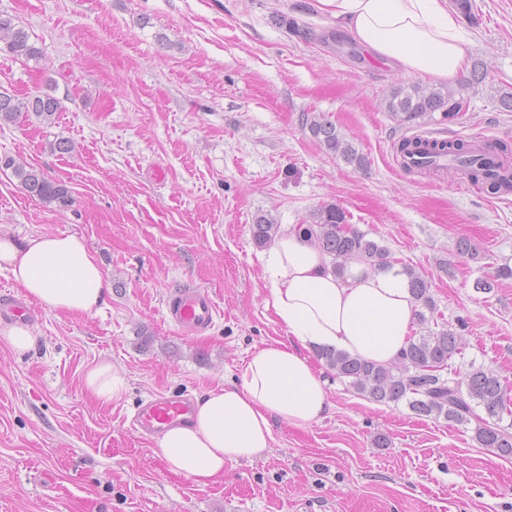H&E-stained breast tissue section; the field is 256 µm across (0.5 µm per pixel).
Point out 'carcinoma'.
<instances>
[{
	"label": "carcinoma",
	"mask_w": 512,
	"mask_h": 512,
	"mask_svg": "<svg viewBox=\"0 0 512 512\" xmlns=\"http://www.w3.org/2000/svg\"><path fill=\"white\" fill-rule=\"evenodd\" d=\"M7 41V49L16 57L26 59L37 55V48L30 43L28 33L16 29L11 21L0 17V40ZM467 104L464 96L440 88L420 85H398L386 100V109L406 124L434 112H442L445 120L456 116ZM62 110L58 98L42 93L16 99L0 93V121L14 122L19 118L34 115L50 123ZM311 136L325 149L357 167L365 165V159L351 144L343 140L333 123L323 119H311L306 123ZM495 161L471 155V147L463 142L446 140L431 145V154L446 153L458 161L454 170L474 183L486 185L492 191L500 190L501 182L494 173L495 162L506 165L504 158L509 150L505 144L492 147ZM0 167L13 171L22 188L31 197L45 201H56L62 205L70 203L67 187L49 180L43 172L17 163L12 158L0 160ZM278 225L267 216L256 218L252 224L255 243L263 246L273 240ZM306 233L319 250L332 260L333 270L355 257L370 266L383 269L391 267L394 260L387 247L367 238V234L347 224V216L341 209L327 205L316 213L315 223L306 226ZM411 292L418 302L417 320L427 321L426 313L435 312V303L430 295V286L425 278L407 268ZM461 354L458 337L451 328L429 329L427 333L408 342L396 360V364L383 367L334 350H321L318 357L339 379H348L350 386L359 394L378 403L407 402L409 408L419 416L444 418L457 424L476 422L475 439L483 448H493L504 457H512V427L502 426L504 414H512V398L499 377L489 369L470 367L455 386L451 379L441 375V370ZM484 409L486 416L475 412Z\"/></svg>",
	"instance_id": "carcinoma-1"
}]
</instances>
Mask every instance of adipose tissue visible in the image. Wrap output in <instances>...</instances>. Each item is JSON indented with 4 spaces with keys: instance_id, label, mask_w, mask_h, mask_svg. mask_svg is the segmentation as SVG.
<instances>
[{
    "instance_id": "ef3b65f1",
    "label": "adipose tissue",
    "mask_w": 512,
    "mask_h": 512,
    "mask_svg": "<svg viewBox=\"0 0 512 512\" xmlns=\"http://www.w3.org/2000/svg\"><path fill=\"white\" fill-rule=\"evenodd\" d=\"M317 7L406 73L448 80L465 65L448 0H317ZM259 260L271 283L269 305L287 340L256 349L239 384L199 398L192 419L157 440L168 471L200 485L222 478L225 462L261 456L274 421L303 426L326 412L328 391L310 359L314 349L385 366L414 329L417 302L400 269L374 270L354 260L334 271L295 224L282 227ZM0 270L45 309L71 316L92 314L107 288L83 238L70 233L22 241L0 233Z\"/></svg>"
}]
</instances>
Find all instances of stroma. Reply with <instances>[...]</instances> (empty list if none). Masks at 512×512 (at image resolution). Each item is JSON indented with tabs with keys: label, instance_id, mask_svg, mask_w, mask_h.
<instances>
[{
	"label": "stroma",
	"instance_id": "1",
	"mask_svg": "<svg viewBox=\"0 0 512 512\" xmlns=\"http://www.w3.org/2000/svg\"><path fill=\"white\" fill-rule=\"evenodd\" d=\"M472 3L458 19L485 81L452 121L436 112L410 126L385 100L412 75L316 0H0L38 49L17 59L0 42V91L64 106L52 124L0 122V158L73 198L63 208L30 197L0 169V231L79 235L110 282L96 313L73 317L27 300L0 271V305L27 301L36 336L22 354L0 340V512H512V458L480 447L472 425L371 401L320 359L327 412L301 427L274 422L262 456L226 462L209 485L170 473L156 437L130 425L151 396L195 400L239 383L257 347L287 340L266 307L251 225L261 214L309 224L325 204L422 275L445 323L464 318L456 378L475 365L512 385V278L475 288L512 267V195L394 161L418 127L512 145V112L498 103L512 93V0ZM311 115L365 166L327 153ZM188 286L217 310L191 336L165 317L168 296ZM101 361L124 379L107 404L83 385Z\"/></svg>",
	"mask_w": 512,
	"mask_h": 512
}]
</instances>
